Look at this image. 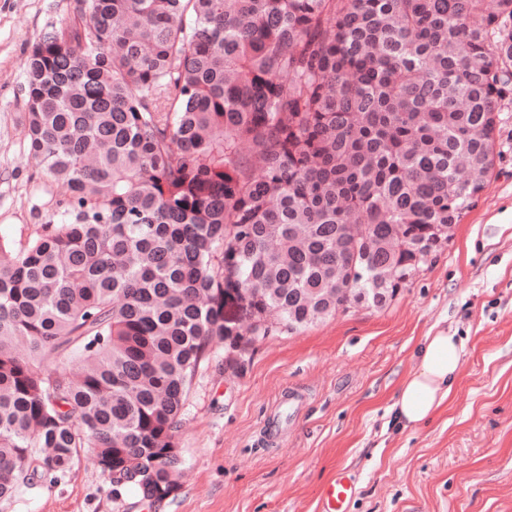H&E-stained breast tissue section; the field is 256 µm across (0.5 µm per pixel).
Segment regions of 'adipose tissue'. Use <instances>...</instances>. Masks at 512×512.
<instances>
[{
	"instance_id": "ef3b65f1",
	"label": "adipose tissue",
	"mask_w": 512,
	"mask_h": 512,
	"mask_svg": "<svg viewBox=\"0 0 512 512\" xmlns=\"http://www.w3.org/2000/svg\"><path fill=\"white\" fill-rule=\"evenodd\" d=\"M464 348L463 341L444 328L423 337L391 406L397 425L417 428L441 410L460 376Z\"/></svg>"
}]
</instances>
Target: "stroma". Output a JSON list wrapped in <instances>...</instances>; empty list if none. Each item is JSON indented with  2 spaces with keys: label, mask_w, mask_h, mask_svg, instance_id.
Returning <instances> with one entry per match:
<instances>
[{
  "label": "stroma",
  "mask_w": 512,
  "mask_h": 512,
  "mask_svg": "<svg viewBox=\"0 0 512 512\" xmlns=\"http://www.w3.org/2000/svg\"><path fill=\"white\" fill-rule=\"evenodd\" d=\"M75 4L0 0V243L16 249L61 218L22 132L23 61ZM503 118L490 186L384 308L268 337L235 366L214 345L182 410L174 495L143 499L86 455L58 480L21 486L0 512H320L339 468L356 485L348 512H512L511 102ZM433 327L465 341L460 382L431 420L403 431L389 407ZM271 420L274 444L263 433Z\"/></svg>",
  "instance_id": "stroma-1"
}]
</instances>
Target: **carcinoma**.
Here are the masks:
<instances>
[{
    "instance_id": "cac0c4a2",
    "label": "carcinoma",
    "mask_w": 512,
    "mask_h": 512,
    "mask_svg": "<svg viewBox=\"0 0 512 512\" xmlns=\"http://www.w3.org/2000/svg\"><path fill=\"white\" fill-rule=\"evenodd\" d=\"M77 3L23 64L63 220L0 244V499L89 454L161 502L214 342L378 307L490 185L512 0Z\"/></svg>"
}]
</instances>
